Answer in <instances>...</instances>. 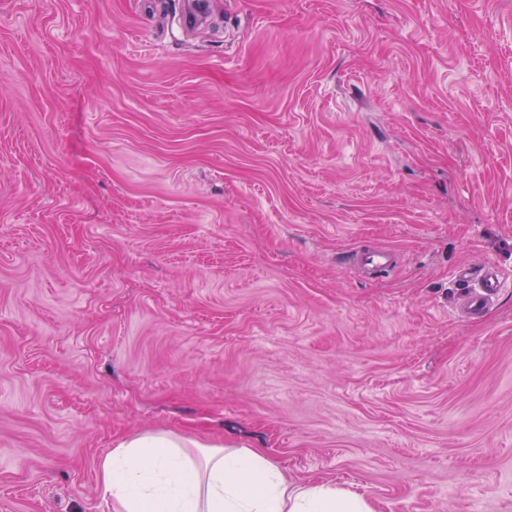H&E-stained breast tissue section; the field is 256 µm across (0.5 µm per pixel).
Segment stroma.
Here are the masks:
<instances>
[{
  "label": "stroma",
  "instance_id": "1",
  "mask_svg": "<svg viewBox=\"0 0 512 512\" xmlns=\"http://www.w3.org/2000/svg\"><path fill=\"white\" fill-rule=\"evenodd\" d=\"M195 8L0 0V512H112L159 431L512 512V0ZM398 255L390 248H351L345 258L344 265L351 273L379 276L390 272L397 264ZM459 284L458 309L471 319L481 318L497 299L500 280L494 263H484L478 267L464 266L455 272Z\"/></svg>",
  "mask_w": 512,
  "mask_h": 512
}]
</instances>
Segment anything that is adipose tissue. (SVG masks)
I'll return each instance as SVG.
<instances>
[{"mask_svg": "<svg viewBox=\"0 0 512 512\" xmlns=\"http://www.w3.org/2000/svg\"><path fill=\"white\" fill-rule=\"evenodd\" d=\"M188 445L167 432L118 442L98 463L113 512H375L338 485L290 482L254 449L212 445L200 464Z\"/></svg>", "mask_w": 512, "mask_h": 512, "instance_id": "obj_1", "label": "adipose tissue"}]
</instances>
